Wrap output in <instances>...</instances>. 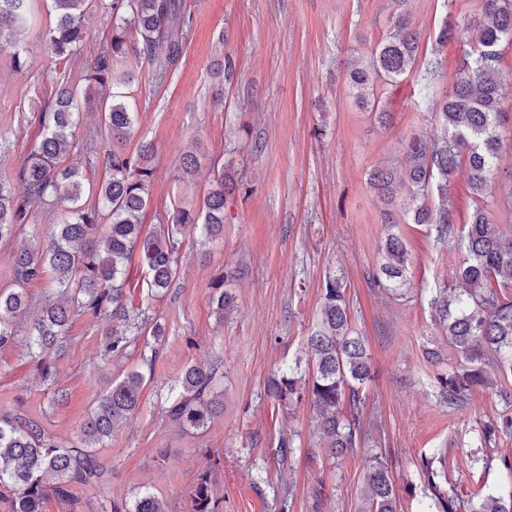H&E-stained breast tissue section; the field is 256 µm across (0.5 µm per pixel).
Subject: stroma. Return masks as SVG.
<instances>
[{
    "label": "stroma",
    "mask_w": 512,
    "mask_h": 512,
    "mask_svg": "<svg viewBox=\"0 0 512 512\" xmlns=\"http://www.w3.org/2000/svg\"><path fill=\"white\" fill-rule=\"evenodd\" d=\"M98 0L78 55L58 60L45 46L51 19L35 0V22L18 38L27 64L15 69L12 47H0V177H12L40 141L39 112L50 105L56 80L84 91L87 66L106 47L110 29ZM191 23L183 52L164 80L135 54L118 63L135 76L128 103L136 115L127 149H154L156 170L146 230L153 231L181 198L205 191L224 169L240 190L224 210V235L210 241L187 235L178 273L163 293L149 295L139 260L127 267L128 307H150L165 332L145 375L142 403L99 453L112 469L103 488L77 489L74 501L48 497L42 512H108L111 502L151 490L167 512H191L190 490L199 471L214 479L218 512H362L367 494L363 455L330 458L314 428L309 403L288 409L266 387L282 365L307 363L306 337L318 318L326 274L347 287L349 316L366 337L372 379L367 415L378 429L370 443L400 489L399 512H418L422 485L413 462L435 448L448 451V485L463 499L506 493L512 481L493 454L512 456V435L497 452L480 446L479 423L512 417L496 386L470 394L463 410L437 397L436 366L425 350L443 343L430 300L450 284L462 253L440 244L434 225L409 223L402 201L388 204L369 186L373 169L398 167L415 135L436 137L434 110L420 107L419 71L377 89L387 124L355 102L347 82L351 62L364 57L405 15L419 33V54L439 58L453 74L470 48L438 43L446 14L464 18L473 0H185ZM501 170L488 203L500 207L512 190V76L501 100ZM79 148L66 156L91 185L108 178V148L96 101L82 104L75 131ZM193 151L200 164L183 181L179 156ZM400 234L410 260L402 295L373 280L388 233ZM225 276L235 297L224 314L211 303V284ZM104 324L88 313L74 317L69 341L56 359V380L45 382L24 341L0 348V409L44 423L74 441L99 391L141 369L147 335L126 353L102 362L97 351ZM217 365L214 391L224 412L200 431L184 429L165 413L187 365ZM293 453L279 461L281 438ZM324 487L315 503L313 492Z\"/></svg>",
    "instance_id": "obj_1"
}]
</instances>
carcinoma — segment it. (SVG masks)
<instances>
[{"instance_id":"obj_1","label":"carcinoma","mask_w":512,"mask_h":512,"mask_svg":"<svg viewBox=\"0 0 512 512\" xmlns=\"http://www.w3.org/2000/svg\"><path fill=\"white\" fill-rule=\"evenodd\" d=\"M53 23L45 35L54 56L75 54L86 36V16L93 0H48ZM476 12L460 24L445 20L439 42L465 39L474 45L453 74L451 88L439 98L436 112L443 135L425 140L413 137L405 145L401 170H374L369 185L387 202L407 196L405 215L413 224H434L437 240L465 253V261L452 272L461 291L442 290L430 300L442 326L448 350L456 364L436 374L438 391L450 408H460L473 391L494 380L512 377V231L505 230L484 202L491 179L499 168L504 113L500 112L503 51L512 47V0H475ZM33 0H0V42L31 20ZM107 16L112 37L109 47L88 67L91 90L111 84L114 92L98 99L110 149L105 154L112 177L97 187L99 203L82 204L85 176L75 167L62 166L73 147L78 125V93L66 83L57 87L50 106L40 112L43 135L23 158L16 177L0 179V243L12 242L16 229L30 222L41 204L62 211L61 222L49 225L41 239L14 247V287L0 289V347L18 336L15 321L30 310L25 285L49 272L59 298H47L35 307L27 332L28 354L45 381L55 380L53 360L60 356L73 317L90 312L106 323L99 357L104 362L122 356L130 334L151 326L154 336L164 327L150 316V307L128 311L123 304L127 284L126 263L133 254L147 269L150 292L170 287L177 273L186 233L209 240L224 233V208L238 190L237 182L219 169L198 203L173 209L167 222L150 234L142 232V214L150 203L155 176L153 148L142 145L123 151L131 139L135 113L119 88L133 75L117 72L114 63L133 51L143 55L162 80L182 55L190 14L181 0H111ZM417 33L401 24L373 49L365 60L347 72L358 103H370L377 83L408 74L418 64ZM422 98L430 100L433 88L445 77L442 64L423 62ZM466 160L469 183L476 196L471 222L456 228L449 209L433 206L429 197L448 200L450 179ZM380 272L387 290L395 294L405 283L408 249L403 239L388 235L382 246ZM212 304L218 315L233 303L224 289V277L212 283ZM344 280L334 274L323 284L320 319L307 336L312 368L299 366L280 371L268 381L267 394L280 406L310 401L315 429L332 457L356 455L365 450L370 428L364 422L363 387L371 377L365 340L349 322ZM216 370L187 366L178 379L180 391L169 399L166 413L178 424L201 430L221 413L212 394ZM145 375L128 373L100 396L94 410L79 426L78 442L64 443L38 421L18 413L0 412V497L9 512H41L48 495L69 501L76 489L108 483L110 468L98 448L141 404ZM512 431V419L482 422L476 433L484 445L496 443ZM420 479L430 492L435 512H461V501L448 492L446 450L436 448L414 461ZM366 481L364 512H398L399 497L388 468L373 455ZM193 512H217L211 471L197 476L190 492ZM110 512H165L157 496L145 489L131 501L112 504ZM467 512H512L509 498L489 494L467 503Z\"/></svg>"}]
</instances>
